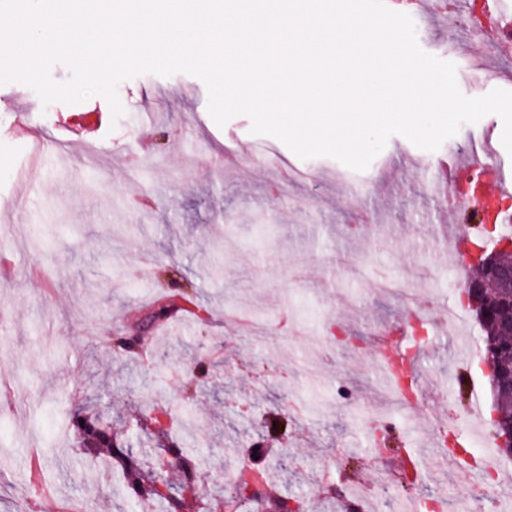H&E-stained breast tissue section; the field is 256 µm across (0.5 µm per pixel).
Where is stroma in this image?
Returning a JSON list of instances; mask_svg holds the SVG:
<instances>
[{
	"instance_id": "obj_1",
	"label": "stroma",
	"mask_w": 512,
	"mask_h": 512,
	"mask_svg": "<svg viewBox=\"0 0 512 512\" xmlns=\"http://www.w3.org/2000/svg\"><path fill=\"white\" fill-rule=\"evenodd\" d=\"M412 19L421 48L454 63L465 96L512 91V52L470 32L459 12ZM117 92L116 119L100 96L46 105L23 84L0 85V512H127L72 419L106 416L138 448L161 410L171 439L200 453L214 510L224 493L216 475L239 469L246 401L292 426L265 466L284 453L332 464L339 489L375 468L393 478L416 452L412 490L392 481L387 500L443 494L458 512L476 461L445 475L411 421L429 409L462 416L473 394L488 419L493 406L475 316L456 335L441 326V308L463 299L446 249L456 213L435 197L463 180L453 162L465 146L470 162L512 174L502 118L463 125L433 152L392 136L354 171L300 159L252 133L245 115L217 126L205 85L186 73L142 74ZM145 112L156 115L148 127ZM37 135L67 143L64 161L50 154L31 170ZM88 142L103 153L98 167L82 154ZM177 294L197 296L199 310L150 328V357H114L105 336L134 335L157 300ZM413 311L428 336L407 340L418 394L403 404L375 341ZM349 334L369 347L346 346ZM339 385L350 405L337 404Z\"/></svg>"
}]
</instances>
